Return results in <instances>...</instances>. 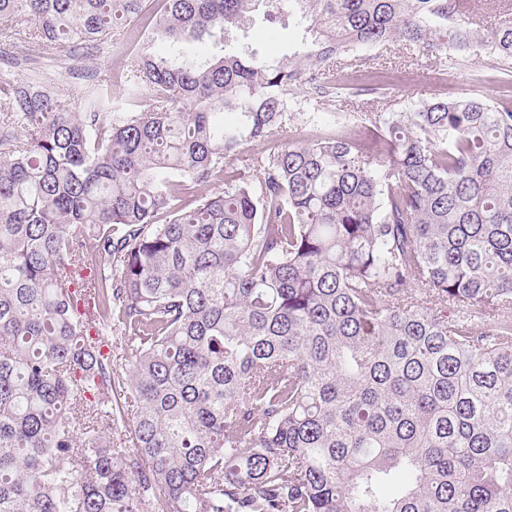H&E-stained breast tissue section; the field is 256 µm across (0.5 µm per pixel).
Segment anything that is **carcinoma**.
Instances as JSON below:
<instances>
[{
    "mask_svg": "<svg viewBox=\"0 0 512 512\" xmlns=\"http://www.w3.org/2000/svg\"><path fill=\"white\" fill-rule=\"evenodd\" d=\"M157 2L0 0L40 49L125 39L76 112L0 79V512H512V9ZM392 42L506 91L284 141ZM270 31L274 32L273 36L267 37ZM250 34L255 42L265 48L267 55L273 60L288 54L289 44L294 38L291 31L284 29L280 24L276 26V30L268 29V23L262 19V15L255 17Z\"/></svg>",
    "mask_w": 512,
    "mask_h": 512,
    "instance_id": "carcinoma-1",
    "label": "carcinoma"
}]
</instances>
